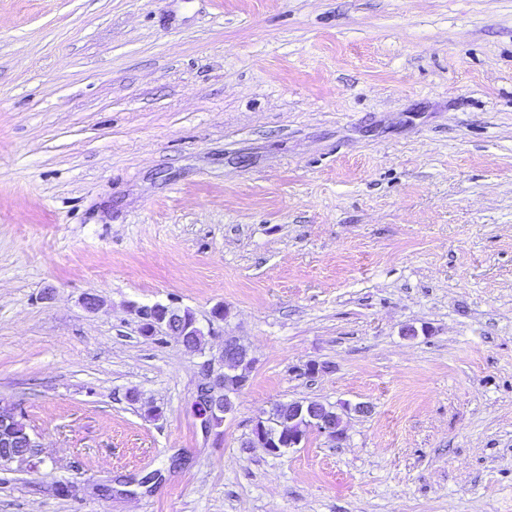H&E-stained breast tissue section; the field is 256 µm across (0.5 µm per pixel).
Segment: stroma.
<instances>
[{
	"instance_id": "35a3bbf8",
	"label": "stroma",
	"mask_w": 512,
	"mask_h": 512,
	"mask_svg": "<svg viewBox=\"0 0 512 512\" xmlns=\"http://www.w3.org/2000/svg\"><path fill=\"white\" fill-rule=\"evenodd\" d=\"M0 399V512H512V0H0ZM299 400L373 410L248 447ZM139 315L143 322L151 324L163 335L175 338L187 354L206 356L205 351L197 350V348L205 349L206 339L194 314H192V321L187 324L183 321L180 309H173L168 304L155 303L140 307ZM200 334L204 336H198ZM190 336H193L197 348L191 342ZM208 357L203 362L201 381L196 389V404L199 405L201 428L206 433L218 428L226 415L234 411L233 395L246 386L249 377L234 387L235 392H226L224 380L232 376L246 359L252 360L248 347L234 336H225L217 353L210 354L209 352ZM249 372L250 365L248 363L240 365L239 375H248ZM19 410L18 404L0 399V453L2 448L11 463L21 468H31L35 457L42 460L43 450L37 434L32 433L31 429L27 432L19 429Z\"/></svg>"
}]
</instances>
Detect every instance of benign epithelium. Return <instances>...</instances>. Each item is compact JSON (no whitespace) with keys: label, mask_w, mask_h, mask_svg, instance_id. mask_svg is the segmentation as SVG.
I'll use <instances>...</instances> for the list:
<instances>
[{"label":"benign epithelium","mask_w":512,"mask_h":512,"mask_svg":"<svg viewBox=\"0 0 512 512\" xmlns=\"http://www.w3.org/2000/svg\"><path fill=\"white\" fill-rule=\"evenodd\" d=\"M139 315L163 335L175 338L184 352L205 358L201 381L196 389V404L199 405L202 430L208 433L219 427L235 408L234 391H224V380L250 358L248 347L238 338L226 336L217 353L208 356L191 342V337L203 333L197 319L187 324L181 311L162 303L140 307ZM19 410V405L0 399V449L11 463L30 468L32 460L41 457L42 448L37 434L19 429ZM340 423L341 416L326 405L320 407L291 401L288 403V416L265 414L258 418L252 428V436L256 444L276 455L283 448L298 447L310 429L339 442L343 438Z\"/></svg>","instance_id":"obj_1"}]
</instances>
